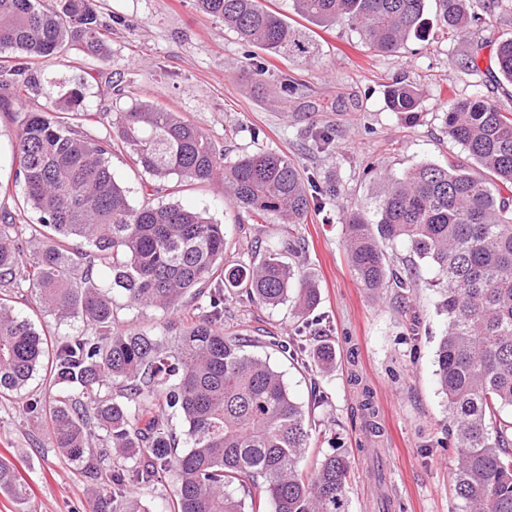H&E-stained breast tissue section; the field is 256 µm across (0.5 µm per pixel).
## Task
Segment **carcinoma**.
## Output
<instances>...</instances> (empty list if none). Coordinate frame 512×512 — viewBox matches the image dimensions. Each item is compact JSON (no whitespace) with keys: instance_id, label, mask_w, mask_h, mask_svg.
Masks as SVG:
<instances>
[{"instance_id":"cac0c4a2","label":"carcinoma","mask_w":512,"mask_h":512,"mask_svg":"<svg viewBox=\"0 0 512 512\" xmlns=\"http://www.w3.org/2000/svg\"><path fill=\"white\" fill-rule=\"evenodd\" d=\"M292 2L310 23H348L376 52L427 31L430 0ZM435 3L449 32L479 20L466 0ZM198 4L250 47L311 56L307 27L286 22L260 0ZM111 30L97 0H56L51 9L40 0H0V54H14L0 59V108L36 94L49 100L44 110L14 113L12 155L23 196L18 211L0 215V398L48 420V447L96 485L85 512H347L348 460L328 455L303 471L313 431L305 409L281 372L247 353L240 333L224 331L226 288L261 307L288 301L303 322L277 346L329 367L336 350L319 342L322 329L308 319L319 289L270 244L257 245L247 263H224V225L177 202L133 204L112 174V156L125 153L152 178L217 185L253 221L277 216L285 246L295 243L296 226L311 209L304 175L272 151L226 160L197 125L135 99L127 81L110 84L115 96L132 100L112 116L89 109L88 77L48 80L32 70L31 61L62 59L75 44L108 60ZM496 67L512 83V38L498 45ZM386 100L408 118L421 105L406 83L387 86ZM444 123L467 162H420L385 178L376 219L345 216L346 249L373 294L417 286L416 275L390 270L386 242L407 245L436 272L437 310L446 317L436 376L458 448L455 494L462 512H512V418L503 415L512 409V113L462 99L448 105ZM30 211L37 223H21ZM27 233L49 245L26 254ZM101 271L104 284L97 282ZM118 297L171 320L118 332ZM19 304L59 325L80 319L91 329L49 339ZM40 373L52 392L21 399ZM361 410L377 431L366 388ZM121 459L134 465H115ZM170 472L173 497L145 505L135 487ZM0 492L28 498L16 467L2 460Z\"/></svg>"}]
</instances>
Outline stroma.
<instances>
[{"label": "stroma", "instance_id": "35a3bbf8", "mask_svg": "<svg viewBox=\"0 0 512 512\" xmlns=\"http://www.w3.org/2000/svg\"><path fill=\"white\" fill-rule=\"evenodd\" d=\"M113 19L111 61L72 48L68 65L39 61L42 74L72 77L83 72L121 74L139 98L160 99L192 120L223 148L227 159L260 150L288 156L317 181L335 183L337 196L311 209L300 225L303 250H283L284 262L301 266L316 284L325 339L336 349V363L319 371L274 348H256L283 375L291 396L311 408L316 432L303 465L316 457L341 454L351 463L346 488L348 512H378L381 496L401 505L400 512H460L452 490L456 450L448 438V405L435 375V352L445 318L423 283L405 296L385 291L370 296L352 269L345 246L344 215L359 209L373 214L383 176H398L423 162L440 165L465 160L442 121L449 103L475 96L512 111V84L496 81L495 51L512 38V0L487 13L482 0H468L478 20L460 37L444 34L430 18L425 38H412L394 52L371 53L345 24L312 26L310 59L263 55V78L247 66L246 48L218 18L204 15L197 0H100ZM477 51L479 67L460 68L458 58ZM294 78L298 94L283 97L280 83ZM414 86L422 109L416 119L391 112L389 84ZM332 129L334 144L313 149L315 134ZM15 125L0 110V214L16 209L12 163ZM176 176L159 182L154 204L180 202L222 224L224 258L247 257V243L259 237L276 244L280 226L270 218L253 223L219 189L192 184L173 193ZM299 321L290 304L253 305L234 288L224 291V326L233 331L270 329L281 338L294 335ZM358 374L373 392L382 427L367 436L357 414V393L349 383ZM326 401L312 408L313 390ZM0 459L15 464L30 494L18 502L0 494V512H82L86 480L74 464L44 445L40 419L19 414L15 403L0 400Z\"/></svg>", "mask_w": 512, "mask_h": 512}]
</instances>
